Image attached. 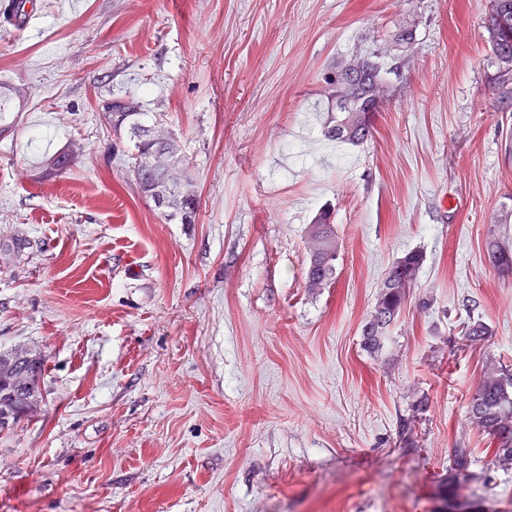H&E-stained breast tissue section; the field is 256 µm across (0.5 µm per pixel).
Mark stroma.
<instances>
[{
    "label": "stroma",
    "instance_id": "35a3bbf8",
    "mask_svg": "<svg viewBox=\"0 0 512 512\" xmlns=\"http://www.w3.org/2000/svg\"><path fill=\"white\" fill-rule=\"evenodd\" d=\"M488 0H33L0 25V352L46 359L34 417L0 434V512H434L453 448L474 512L512 466L467 406L512 366V93ZM410 28L411 47L393 34ZM397 59L354 146L321 134L323 74ZM173 137L196 223L143 196L103 100ZM62 176L44 162L69 145ZM333 208L336 277L305 288ZM424 255L378 353L361 329L392 262ZM491 336L466 345L465 323ZM488 251L496 269L503 275H511L512 249L500 244L498 241H491L488 246Z\"/></svg>",
    "mask_w": 512,
    "mask_h": 512
}]
</instances>
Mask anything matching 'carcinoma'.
I'll use <instances>...</instances> for the list:
<instances>
[{
  "instance_id": "obj_1",
  "label": "carcinoma",
  "mask_w": 512,
  "mask_h": 512,
  "mask_svg": "<svg viewBox=\"0 0 512 512\" xmlns=\"http://www.w3.org/2000/svg\"><path fill=\"white\" fill-rule=\"evenodd\" d=\"M493 59L497 66V84H512V0H490L484 20ZM360 73L350 77L341 73L342 65L323 77L324 95L331 101V111L323 128L325 138L351 145H362L372 137V118L378 111L383 85V67L376 55L361 56ZM351 82L355 89L344 97L336 94V85ZM141 105L135 99H109L102 112L116 132L122 130L134 141L136 151L134 177L143 195L154 203L169 220L194 224L199 203L196 195L182 188L174 176L177 156L174 142L153 138L140 122ZM72 157L61 152L46 161L42 176L50 178L64 173ZM308 236L312 243L305 286L322 288L335 277L337 240L332 210L324 207L313 217ZM493 265L503 275L512 274V249L492 241L488 246ZM423 255L410 251L399 257L388 269L378 291L370 319L362 326L364 350L374 353L381 347L384 333L397 319L407 300V290L416 281ZM490 336V330L480 320L470 321L463 338L469 344H479ZM471 424L494 440L493 461L512 465V369L506 366L490 368L476 387L468 405ZM470 451L454 448L450 455L453 480L467 475Z\"/></svg>"
}]
</instances>
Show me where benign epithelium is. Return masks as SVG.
Segmentation results:
<instances>
[{
    "instance_id": "1",
    "label": "benign epithelium",
    "mask_w": 512,
    "mask_h": 512,
    "mask_svg": "<svg viewBox=\"0 0 512 512\" xmlns=\"http://www.w3.org/2000/svg\"><path fill=\"white\" fill-rule=\"evenodd\" d=\"M38 356L17 352L0 354V402L14 401L19 405L15 412L0 413V431H8L32 416L41 398V389L34 382L31 372L21 368V363L31 365Z\"/></svg>"
}]
</instances>
